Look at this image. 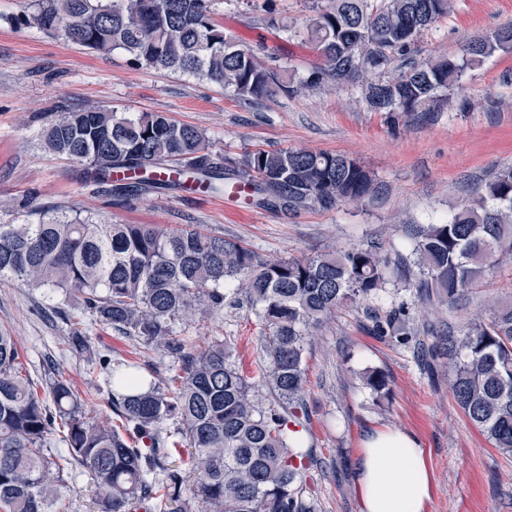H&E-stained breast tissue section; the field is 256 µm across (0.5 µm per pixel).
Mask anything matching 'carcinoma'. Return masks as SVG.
<instances>
[{
  "label": "carcinoma",
  "mask_w": 512,
  "mask_h": 512,
  "mask_svg": "<svg viewBox=\"0 0 512 512\" xmlns=\"http://www.w3.org/2000/svg\"><path fill=\"white\" fill-rule=\"evenodd\" d=\"M210 0H32L25 23L96 53L124 51L133 63L217 84L261 101L356 79L373 112H439L466 70L497 51H512V24L465 44L458 57L413 61L419 36L448 15L451 0H329L313 8L301 35L318 62L304 75L279 56L237 44L215 24ZM401 61L390 71L392 59ZM48 151L84 166L87 181L118 197L140 186L188 188L182 177L212 192L244 183L256 205L284 215L317 204L328 209L366 196L368 170L328 151L255 150L242 160L214 161L199 128L163 112L135 118L92 106L72 110L42 132ZM418 268L414 287L424 301L453 305L483 285L491 268L512 262V166L476 187L448 220L419 224L410 243ZM388 256L370 242L316 256L259 259L248 248L200 231L153 224H102L44 213L36 224H0V283L46 288L68 306L80 294L84 311L102 324L177 360L176 374L145 377L134 361L107 373V404L121 420L98 421L72 384L51 378L46 403L19 375L15 339L0 328V512H54L73 471L97 493L99 512H313L302 497L311 449L291 428L304 406L309 338L347 304L380 299ZM260 307L263 365L259 377L273 398L236 366L234 349L216 338L187 349L174 336L177 320L224 310L225 285ZM402 307L373 324L376 336H397ZM69 349L89 362L98 353L75 330ZM448 359V384L467 419L501 453L512 456V305L491 302L458 334L438 342ZM363 384L380 397L388 379L377 369ZM177 423L189 449L184 472L168 467L162 424ZM65 448H50L56 422ZM190 491L184 497V490Z\"/></svg>",
  "instance_id": "carcinoma-1"
}]
</instances>
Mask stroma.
I'll use <instances>...</instances> for the list:
<instances>
[{
  "label": "stroma",
  "mask_w": 512,
  "mask_h": 512,
  "mask_svg": "<svg viewBox=\"0 0 512 512\" xmlns=\"http://www.w3.org/2000/svg\"><path fill=\"white\" fill-rule=\"evenodd\" d=\"M27 2L0 0V224L35 223L47 210L170 230L198 226L262 259L370 241L382 242L386 253H406L411 225L447 219L491 172L512 165V53H494L467 70L443 111L394 124L367 108L355 82L253 103L212 83L136 66L122 51L97 54L22 23ZM210 8L241 44L277 50L295 72L313 61L307 45L284 39L271 24L305 20L312 0H212ZM511 22L512 0H454L452 12L419 37L413 58L460 55L467 42ZM88 106L131 118L167 113L203 130L219 158L239 159L255 149L341 153L372 173L374 190L357 202L330 210L310 205L290 216L242 199L228 206L223 195L209 192L199 200L182 189L116 200L85 184L79 163L41 147L51 120ZM493 301L512 302V262L491 269L483 287L452 308L425 305L405 271L393 268L384 304L345 306L312 337L298 431L312 453L303 497L314 512H360L357 455L370 434L384 429L407 431L424 448L433 476L427 512H512V457L499 454L467 420L449 390L444 361L427 363L441 336ZM402 304L409 308L407 341L369 333L372 316ZM55 305L45 290L0 283V327L15 336L31 382L64 377L87 396L91 416L109 417L103 374L64 341L73 317L82 318L84 334L105 359L171 375L170 354L83 319L79 297L66 315L56 314ZM173 331L191 349L217 337L236 343L245 374L257 377L258 308L228 305L214 316L175 323ZM367 368L387 375L388 399L375 402L363 385Z\"/></svg>",
  "instance_id": "1"
}]
</instances>
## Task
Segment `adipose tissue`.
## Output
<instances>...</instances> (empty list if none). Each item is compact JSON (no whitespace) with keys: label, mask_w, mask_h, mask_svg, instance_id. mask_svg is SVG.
<instances>
[{"label":"adipose tissue","mask_w":512,"mask_h":512,"mask_svg":"<svg viewBox=\"0 0 512 512\" xmlns=\"http://www.w3.org/2000/svg\"><path fill=\"white\" fill-rule=\"evenodd\" d=\"M356 481L360 512H426L431 501L425 450L400 430L378 431L365 440Z\"/></svg>","instance_id":"adipose-tissue-1"}]
</instances>
